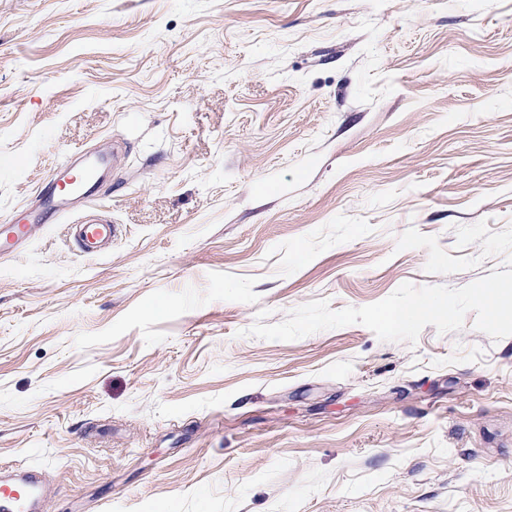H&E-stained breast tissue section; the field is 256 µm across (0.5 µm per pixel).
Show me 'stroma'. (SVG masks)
I'll list each match as a JSON object with an SVG mask.
<instances>
[{"instance_id": "35a3bbf8", "label": "stroma", "mask_w": 512, "mask_h": 512, "mask_svg": "<svg viewBox=\"0 0 512 512\" xmlns=\"http://www.w3.org/2000/svg\"><path fill=\"white\" fill-rule=\"evenodd\" d=\"M81 150L108 253L80 206L0 256L47 512H512V336L244 334L503 265L455 229L512 227V0H0V221ZM110 223V221H105V224L76 225L86 254L98 255L108 249L109 240L112 239V233L114 232V227Z\"/></svg>"}]
</instances>
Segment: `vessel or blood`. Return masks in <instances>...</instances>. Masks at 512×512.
<instances>
[{"label": "vessel or blood", "mask_w": 512, "mask_h": 512, "mask_svg": "<svg viewBox=\"0 0 512 512\" xmlns=\"http://www.w3.org/2000/svg\"><path fill=\"white\" fill-rule=\"evenodd\" d=\"M73 175L68 164H59L37 187L38 204L21 209L11 223L0 225V252H12L29 242L49 220L58 217L68 199L61 187ZM112 224H83L79 234L89 255L105 252L112 238ZM46 502L42 479L37 471H28L22 482L0 484V512H44Z\"/></svg>", "instance_id": "vessel-or-blood-1"}]
</instances>
